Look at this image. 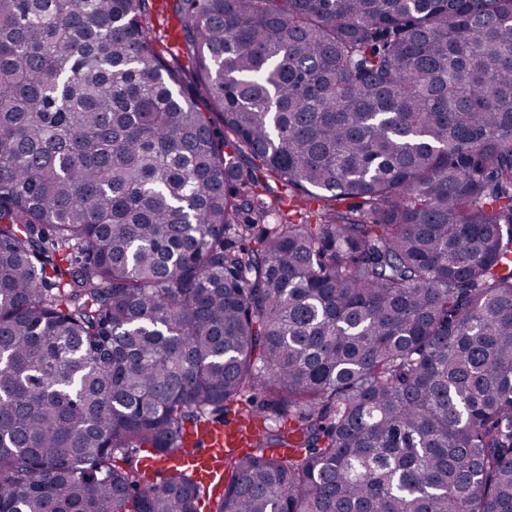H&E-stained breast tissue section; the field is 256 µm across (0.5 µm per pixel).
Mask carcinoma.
<instances>
[{
    "label": "carcinoma",
    "mask_w": 512,
    "mask_h": 512,
    "mask_svg": "<svg viewBox=\"0 0 512 512\" xmlns=\"http://www.w3.org/2000/svg\"><path fill=\"white\" fill-rule=\"evenodd\" d=\"M148 11L0 0V512H512V0ZM151 1V0H150ZM147 25L157 36L163 39L165 45L173 47V55L167 56L175 66H181L185 70L191 69L181 46V32L174 11V0H152L150 2V15L146 19ZM257 430L248 426L238 417L228 419L226 423L214 421L207 424L201 432L189 431L181 439L182 448H193L172 454L167 459L155 461L142 460L145 471L154 473L158 463L179 465L193 471L201 482V492L210 486L224 481V448H250L255 446Z\"/></svg>",
    "instance_id": "cac0c4a2"
}]
</instances>
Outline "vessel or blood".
<instances>
[{
  "instance_id": "vessel-or-blood-1",
  "label": "vessel or blood",
  "mask_w": 512,
  "mask_h": 512,
  "mask_svg": "<svg viewBox=\"0 0 512 512\" xmlns=\"http://www.w3.org/2000/svg\"><path fill=\"white\" fill-rule=\"evenodd\" d=\"M257 438L254 426L239 418L214 421L201 432H187L181 439V451L172 454L170 463L191 470L202 488H209L224 479V451L228 448L253 447Z\"/></svg>"
}]
</instances>
